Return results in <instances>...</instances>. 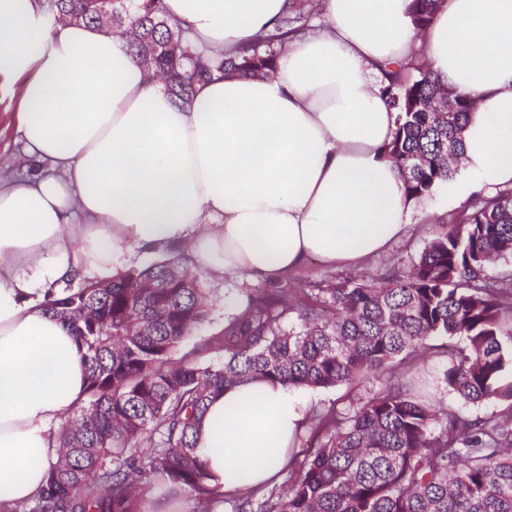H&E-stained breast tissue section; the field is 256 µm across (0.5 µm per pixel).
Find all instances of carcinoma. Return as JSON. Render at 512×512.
Returning <instances> with one entry per match:
<instances>
[{
    "label": "carcinoma",
    "mask_w": 512,
    "mask_h": 512,
    "mask_svg": "<svg viewBox=\"0 0 512 512\" xmlns=\"http://www.w3.org/2000/svg\"><path fill=\"white\" fill-rule=\"evenodd\" d=\"M439 0H412L417 29ZM61 18L122 30L141 64L181 105L214 73L268 74L296 38L288 15L274 32L232 54L192 44L162 0H137L132 15L99 0H51ZM381 91L397 128L385 154L407 195L448 186L463 152L474 98L441 89L416 53L385 74ZM512 187L478 194L438 226L409 271L303 284L284 306L249 297L211 348L220 364L174 358L206 318L198 277L169 258L110 282L50 293L47 310L77 336L88 365V402L62 427L58 458L31 501L0 512H155L162 487L190 494L188 512H512ZM295 317L299 327H285ZM455 340L441 383L465 404L507 403L486 415L439 407L412 383L390 385L345 414L320 410L266 484L219 493L199 461L194 433L208 401L248 379L297 388L366 386L410 372Z\"/></svg>",
    "instance_id": "cac0c4a2"
}]
</instances>
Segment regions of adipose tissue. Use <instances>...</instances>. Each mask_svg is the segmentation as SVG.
<instances>
[{"label":"adipose tissue","mask_w":512,"mask_h":512,"mask_svg":"<svg viewBox=\"0 0 512 512\" xmlns=\"http://www.w3.org/2000/svg\"><path fill=\"white\" fill-rule=\"evenodd\" d=\"M215 50L252 44L287 0H163ZM411 0H326V28L271 75L200 82L175 103L125 39L0 0V76L25 77L17 132L53 172L0 183V501L27 502L87 397L83 351L47 286L104 281L132 249L184 245L199 271L277 279L308 258L355 266L406 230L410 198L385 148L397 114L377 75L425 43L440 82L472 95L456 196L512 185V0H446L418 30ZM297 389L249 380L216 396L196 448L214 485L268 479L301 429Z\"/></svg>","instance_id":"obj_1"}]
</instances>
